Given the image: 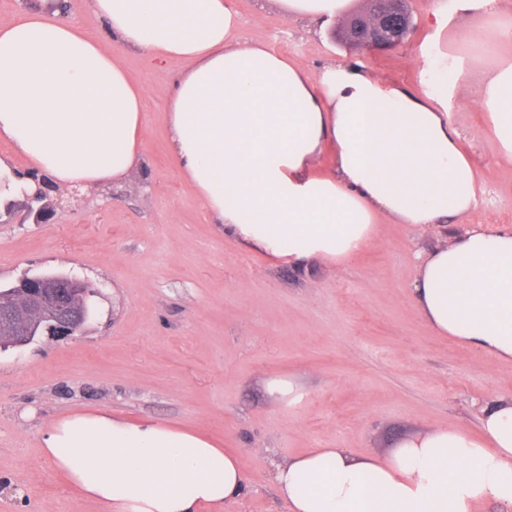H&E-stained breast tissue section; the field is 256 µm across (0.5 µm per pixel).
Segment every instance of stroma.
<instances>
[{
	"mask_svg": "<svg viewBox=\"0 0 512 512\" xmlns=\"http://www.w3.org/2000/svg\"><path fill=\"white\" fill-rule=\"evenodd\" d=\"M408 2V39L369 51L311 33L273 0H234L243 40L311 71L330 57L359 60L419 94L431 0ZM123 62L147 92L143 169L39 223L22 205L0 206V288L61 274L92 290L74 335L0 348V512H99L40 449L45 428L73 410L196 429L236 452L249 479L227 512H286L277 463L312 448L384 455L437 426L474 431L477 404L512 393V363L435 334L411 292L416 255L461 226L512 227V166L499 163L477 105L457 98L449 112L480 174L463 225L425 233L385 218L379 239L340 268L273 267L218 233L175 168L161 111L187 61L129 52ZM277 377L293 381L299 403L268 393Z\"/></svg>",
	"mask_w": 512,
	"mask_h": 512,
	"instance_id": "1",
	"label": "stroma"
}]
</instances>
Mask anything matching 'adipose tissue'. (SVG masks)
Wrapping results in <instances>:
<instances>
[{"mask_svg": "<svg viewBox=\"0 0 512 512\" xmlns=\"http://www.w3.org/2000/svg\"><path fill=\"white\" fill-rule=\"evenodd\" d=\"M284 17L325 24L356 0H275ZM113 49L34 8L0 26V139L38 183L66 190L121 182L144 164L146 94L121 54L189 61L164 108L179 174L226 239L271 265L318 258L342 266L380 218L422 231L464 220L478 171L448 100L486 113L499 161L512 165V20L499 0H433L441 38L457 15L481 25L454 47L422 52L423 94L330 60L307 72L238 35L232 0H91ZM492 59L481 83L471 60ZM332 149L328 173L314 160ZM418 311L442 336L512 362V228L471 227L421 258ZM480 432L441 427L404 436L386 456L314 448L276 467L287 512H512V394L482 404ZM40 448L101 512H224L249 481L235 453L198 431L102 411L54 420Z\"/></svg>", "mask_w": 512, "mask_h": 512, "instance_id": "ef3b65f1", "label": "adipose tissue"}]
</instances>
